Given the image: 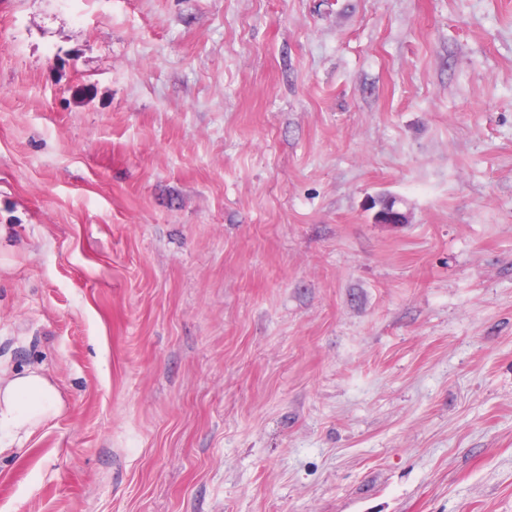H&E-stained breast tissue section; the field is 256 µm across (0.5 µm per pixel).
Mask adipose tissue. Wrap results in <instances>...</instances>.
<instances>
[{
	"label": "adipose tissue",
	"mask_w": 512,
	"mask_h": 512,
	"mask_svg": "<svg viewBox=\"0 0 512 512\" xmlns=\"http://www.w3.org/2000/svg\"><path fill=\"white\" fill-rule=\"evenodd\" d=\"M59 409L55 387L39 373L18 374L0 383V447L8 448L20 432H31Z\"/></svg>",
	"instance_id": "1"
}]
</instances>
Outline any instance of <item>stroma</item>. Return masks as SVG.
Returning <instances> with one entry per match:
<instances>
[{
	"label": "stroma",
	"mask_w": 512,
	"mask_h": 512,
	"mask_svg": "<svg viewBox=\"0 0 512 512\" xmlns=\"http://www.w3.org/2000/svg\"><path fill=\"white\" fill-rule=\"evenodd\" d=\"M28 370L0 512H512V0H0ZM59 410L57 391L41 374H16L4 384L0 378V452L9 448L20 432L30 433Z\"/></svg>",
	"instance_id": "35a3bbf8"
}]
</instances>
